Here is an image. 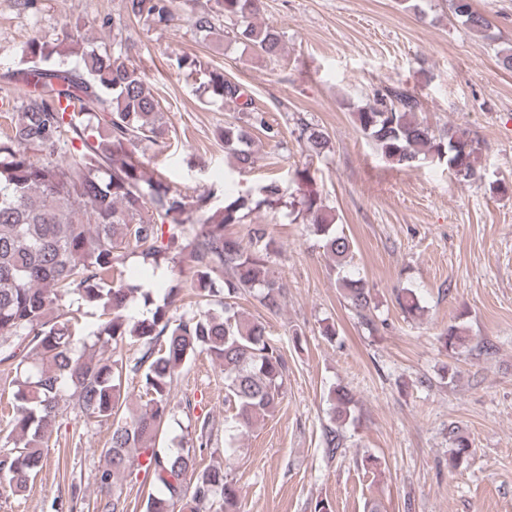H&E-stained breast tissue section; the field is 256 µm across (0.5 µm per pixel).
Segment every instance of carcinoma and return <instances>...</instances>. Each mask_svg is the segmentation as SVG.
<instances>
[{
  "instance_id": "carcinoma-1",
  "label": "carcinoma",
  "mask_w": 512,
  "mask_h": 512,
  "mask_svg": "<svg viewBox=\"0 0 512 512\" xmlns=\"http://www.w3.org/2000/svg\"><path fill=\"white\" fill-rule=\"evenodd\" d=\"M450 2L468 30L489 27L472 4ZM215 4L216 10L190 18L197 34H215L221 15L229 41L260 55L280 54V33L253 22L260 0ZM131 19L167 29L174 21L171 0H125V15L105 22L112 26L110 53L87 42L76 24L61 39H29L18 65L0 75L18 86L17 96L0 101L4 117L18 111L11 132L0 133V364L15 372L9 419L15 441L0 454V485L19 494L38 477L67 413V395L77 413L111 428L102 450L106 465L97 475V512H126L121 480L141 472L160 489L147 496L145 512H209L216 502L220 512H241L236 483L219 468L197 466L195 447L210 442L205 428L194 446L155 447L173 410L174 380L204 353L224 367V405L238 427L249 429L273 414L288 367L265 325L240 316L235 300L257 289L266 310H279L283 285L269 266L278 244L266 225L247 218L261 208H286L309 218V232L339 268L351 260L352 241L336 229L313 188L288 201L271 180L253 197L225 193L218 200L211 191L189 195L147 172L140 147L166 144L169 126L145 75L128 62ZM205 92L209 101L248 114L245 126L224 123L220 137L238 170L252 167L251 131L271 139L278 131L252 106L245 87L224 73L210 72ZM419 106L407 90L385 87L358 109L357 129L395 166L430 160L462 172L465 180L474 177L472 140L451 127L434 134L416 119ZM297 141L311 157L330 152L329 135L318 124L299 122ZM245 223V237L230 231ZM130 253L188 275L197 301L188 302L184 289L172 286L148 315L128 316L137 294L153 305L150 291L127 281ZM339 282L350 308L370 325L373 298L364 279ZM85 305L100 311L92 343L81 334ZM126 342L137 346L134 355L120 361L105 355L104 347ZM128 380L139 384V403L132 408L124 390ZM330 402L333 423L323 429L322 447L334 458L345 448L342 426L353 397L335 388ZM453 442L450 468L470 450L461 436Z\"/></svg>"
}]
</instances>
